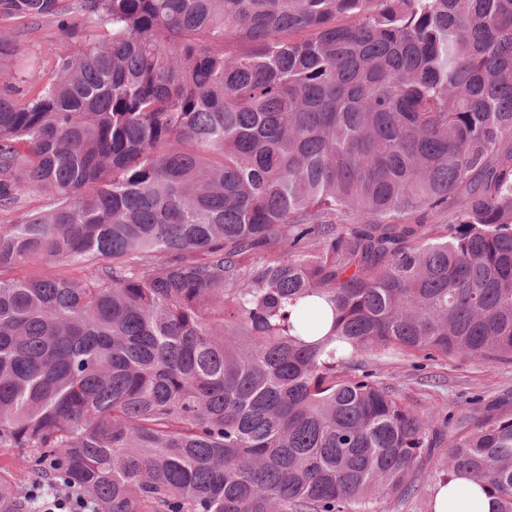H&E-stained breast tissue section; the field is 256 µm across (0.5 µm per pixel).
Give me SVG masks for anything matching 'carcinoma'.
<instances>
[{"label":"carcinoma","instance_id":"obj_1","mask_svg":"<svg viewBox=\"0 0 512 512\" xmlns=\"http://www.w3.org/2000/svg\"><path fill=\"white\" fill-rule=\"evenodd\" d=\"M0 14L95 31L45 82L0 36V448L34 454L22 491L0 470V512L410 492L432 414L349 362H512V0ZM17 76L40 87L18 100ZM450 208L438 236L422 215ZM459 475L512 512V414L453 437Z\"/></svg>","mask_w":512,"mask_h":512}]
</instances>
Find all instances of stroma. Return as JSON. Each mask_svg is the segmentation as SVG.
<instances>
[{
	"label": "stroma",
	"mask_w": 512,
	"mask_h": 512,
	"mask_svg": "<svg viewBox=\"0 0 512 512\" xmlns=\"http://www.w3.org/2000/svg\"><path fill=\"white\" fill-rule=\"evenodd\" d=\"M18 32L23 49L38 63L42 77L53 73L58 52L80 47V40L65 38L52 21L0 20V30ZM365 370H377L403 400L431 409L435 420L453 417L455 433L468 431L477 417L494 409L512 414V363L485 359L458 361L441 358L414 367L410 360L393 353L364 352L354 359ZM448 445L439 443L420 462L412 491L389 494L372 505L373 512H433L435 489L447 463Z\"/></svg>",
	"instance_id": "obj_1"
}]
</instances>
